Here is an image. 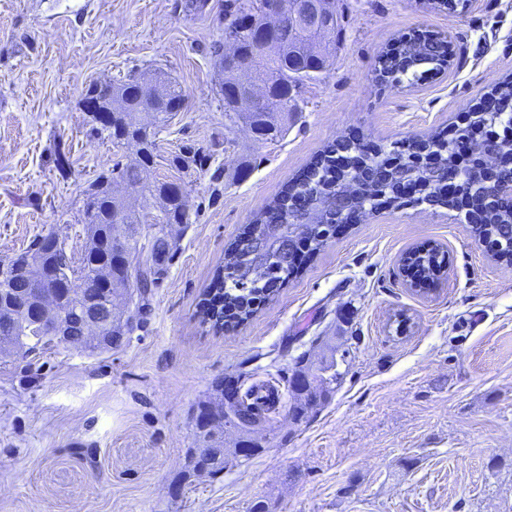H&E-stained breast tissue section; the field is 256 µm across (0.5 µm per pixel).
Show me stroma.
<instances>
[{"instance_id":"obj_1","label":"stroma","mask_w":512,"mask_h":512,"mask_svg":"<svg viewBox=\"0 0 512 512\" xmlns=\"http://www.w3.org/2000/svg\"><path fill=\"white\" fill-rule=\"evenodd\" d=\"M225 0H0V258L56 234L86 243L89 183L132 149L92 134L97 81L162 72L187 99L157 136L151 177L184 185L190 220L140 328L117 349L65 346L0 361V512H512V261L463 213L405 202L347 225L235 328L199 303L227 245L328 143L430 140L512 78V0L451 12L423 0H340V48L288 133L258 142L224 116L212 52ZM439 33L446 69L376 80L399 36ZM202 164H173L185 146ZM70 167H56L58 147ZM447 257L433 290L406 284L410 248ZM334 357L341 377L305 421L288 381ZM268 381L265 428L224 430L258 454L189 474L199 404L216 382Z\"/></svg>"}]
</instances>
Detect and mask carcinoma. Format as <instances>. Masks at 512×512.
<instances>
[{
    "label": "carcinoma",
    "instance_id": "carcinoma-1",
    "mask_svg": "<svg viewBox=\"0 0 512 512\" xmlns=\"http://www.w3.org/2000/svg\"><path fill=\"white\" fill-rule=\"evenodd\" d=\"M264 0H232L230 9L224 15V30L235 29L239 22L240 9L248 6L254 10L263 9ZM332 24L322 35L320 46L308 48L310 37L299 32L288 36L284 27L276 35L281 51L277 57L255 64L258 77L267 82L271 96L275 99L273 108L252 105L246 98L243 78L249 76L247 60L252 54L251 35L238 33L240 54L236 58L224 55V47L215 51V66L221 75L217 94L224 102V116L232 123L241 122L251 127L258 138L265 141L275 140L288 130V121L301 111L299 99L307 83L317 79L318 75L333 66L338 32L342 14L336 10V2H330ZM448 44L437 37H426L408 41L400 54L384 51L378 59V75L393 77L406 74L419 66L431 65L437 70L446 62ZM157 98L159 105L149 106L146 100V82L140 77L130 76L110 84L103 90L98 85H89L84 99L93 94L102 97L107 92L119 97L125 104L124 110L113 117L112 128L100 126L96 131L107 133L113 141L122 142L128 128L135 127L143 132L147 139L146 150L138 152L123 166L101 173L88 187L87 200L83 205L82 223L86 224L88 241L79 258L72 256L61 262L42 251V239L38 238L27 251L8 259H0V268H10L29 257L39 261L41 269L52 273L53 282L64 284L71 279L79 281L74 288L63 289L61 309L71 323V334L81 335L80 313L85 302L95 298L98 305L106 307L114 295L137 294L138 305L126 322L117 320L102 322L101 340L87 346L91 354H102L120 347L126 336L141 324L143 309L152 288L166 271L173 256L176 238L173 227L189 222V213L184 208L185 191L182 185L151 179L147 171L155 163L157 147L156 134L166 126L173 116L181 111L185 99L182 88L175 82L157 78ZM499 112H512V82L496 88ZM350 164L345 170L336 168V144L326 146L311 162L294 183L274 197L271 203L255 220L253 231L269 233V250L262 255L249 256L240 243L234 242L228 247L224 266L219 268L206 292L202 307L204 321L215 328L222 327L221 320L232 313L238 322L247 320L254 313L252 299L268 296L272 286L288 281L291 264L282 263L274 249L279 240L280 231L288 230L290 224H303L306 230L303 238L310 242L312 250L317 251L326 242L328 230L322 224L336 222V210L330 195L336 189H345L366 199L371 206L382 204V200L396 197L400 185L405 181L418 183L427 197L436 196L441 191L440 180L433 179L431 173H446L457 167V143L442 137L427 142H401L393 146L392 152L382 149L370 151L360 142L348 143ZM131 189L140 197V206L144 211L156 208L165 212V221L159 224H143L140 216L125 205L122 193L116 186ZM463 196L472 204L473 227L476 236L491 234L506 242L505 251L512 254V208L507 205L493 206L482 195L467 187L461 189ZM298 199L316 203L317 218L310 220L299 214L295 206ZM114 240L112 261L126 263V273L112 279V284L99 283L101 263L100 247L97 238ZM26 336L28 342L20 345V351L31 354L44 349L53 340L41 336L32 329L29 310L17 309L14 317L0 322V336ZM336 364L331 362L318 368L316 384L305 393L295 394L296 403L289 409L295 421L302 420L314 406L326 400L337 383L339 373ZM214 398L201 406L205 415L238 418V429L249 432L268 422L270 408L253 397V389H248L235 403L224 404V385L214 388ZM195 440L206 444L199 450L194 467L215 475L224 471L229 463L224 453V440L212 430L194 431Z\"/></svg>",
    "mask_w": 512,
    "mask_h": 512
}]
</instances>
